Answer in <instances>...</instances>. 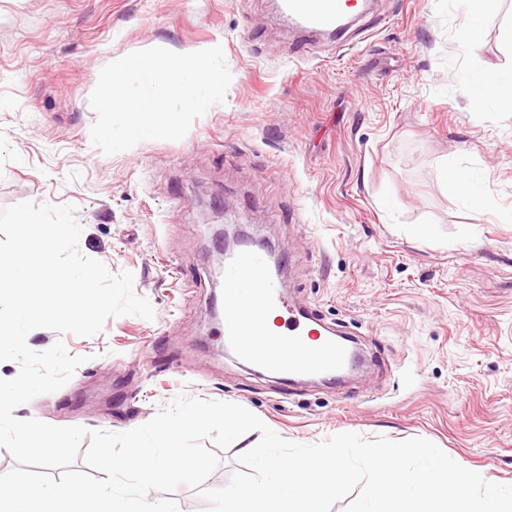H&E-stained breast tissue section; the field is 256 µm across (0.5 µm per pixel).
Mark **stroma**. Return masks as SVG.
I'll use <instances>...</instances> for the list:
<instances>
[{
  "instance_id": "stroma-1",
  "label": "stroma",
  "mask_w": 512,
  "mask_h": 512,
  "mask_svg": "<svg viewBox=\"0 0 512 512\" xmlns=\"http://www.w3.org/2000/svg\"><path fill=\"white\" fill-rule=\"evenodd\" d=\"M466 26L460 0H373L347 42L303 45L270 0H0V207L74 205L80 251L132 272L155 311L90 337L30 332L85 362L15 417L120 433L183 395L294 442L421 437L512 485V111L473 109L469 80L512 70V0L477 45ZM218 41L226 99L182 139L92 145L106 64ZM450 157L483 179L482 221L446 188ZM217 224L287 254L289 298L353 331L362 371L288 387L225 348Z\"/></svg>"
}]
</instances>
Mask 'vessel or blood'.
<instances>
[{
  "label": "vessel or blood",
  "instance_id": "obj_1",
  "mask_svg": "<svg viewBox=\"0 0 512 512\" xmlns=\"http://www.w3.org/2000/svg\"><path fill=\"white\" fill-rule=\"evenodd\" d=\"M353 0H280L282 15L308 32H333L353 8ZM224 341L244 362L267 368L285 381L335 371L345 358L337 340L343 331H316L314 312L290 304L280 276L265 253L246 249L224 259ZM280 321L278 334L263 330L269 315Z\"/></svg>",
  "mask_w": 512,
  "mask_h": 512
}]
</instances>
